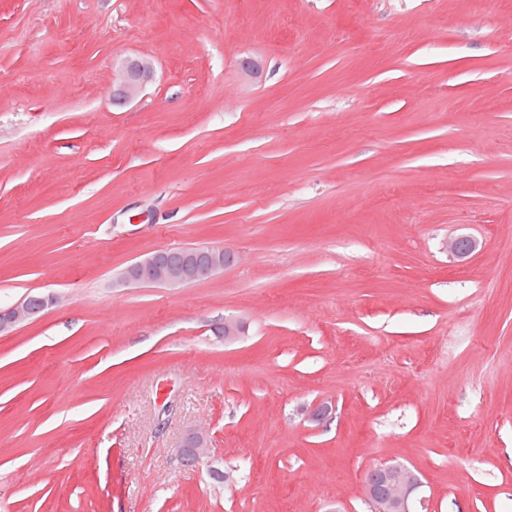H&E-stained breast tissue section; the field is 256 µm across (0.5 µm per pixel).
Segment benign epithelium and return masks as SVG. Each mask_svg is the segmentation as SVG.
I'll return each instance as SVG.
<instances>
[{"mask_svg":"<svg viewBox=\"0 0 512 512\" xmlns=\"http://www.w3.org/2000/svg\"><path fill=\"white\" fill-rule=\"evenodd\" d=\"M123 79L116 95L125 100L137 94L154 76V68L146 57H134L122 66ZM478 248V242L460 235L448 242V250L459 260L469 258ZM167 250L158 249L143 259L127 266L120 273L125 284H153L178 288L206 278L234 262V255L222 248H205L206 260L201 263L171 265L164 260ZM57 303V297L28 295L16 304L0 309V334L16 324L40 317ZM206 437L198 432L189 433L177 448L180 457L195 462L204 455ZM422 482L415 471L403 465H381L367 476L364 493L374 512H414V504Z\"/></svg>","mask_w":512,"mask_h":512,"instance_id":"obj_1","label":"benign epithelium"}]
</instances>
